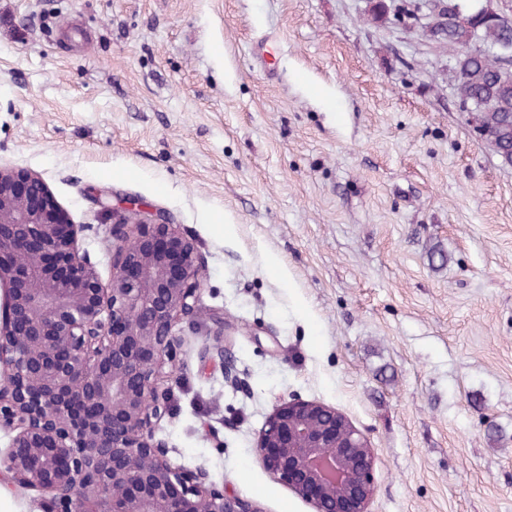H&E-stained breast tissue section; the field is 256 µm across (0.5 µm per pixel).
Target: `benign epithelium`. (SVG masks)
<instances>
[{"label": "benign epithelium", "mask_w": 512, "mask_h": 512, "mask_svg": "<svg viewBox=\"0 0 512 512\" xmlns=\"http://www.w3.org/2000/svg\"><path fill=\"white\" fill-rule=\"evenodd\" d=\"M112 221L102 281L42 178L0 167V460L8 487L47 495L44 512H263L173 466L152 420L170 412L181 340L204 287L194 243L173 216L98 194ZM274 478L314 512H369L368 438L335 407L276 405L255 442Z\"/></svg>", "instance_id": "1"}]
</instances>
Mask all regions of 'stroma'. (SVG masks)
Segmentation results:
<instances>
[{
	"instance_id": "1",
	"label": "stroma",
	"mask_w": 512,
	"mask_h": 512,
	"mask_svg": "<svg viewBox=\"0 0 512 512\" xmlns=\"http://www.w3.org/2000/svg\"><path fill=\"white\" fill-rule=\"evenodd\" d=\"M364 9L0 0V166L42 176L101 277L93 193L194 239L206 280L155 426L171 464L314 512L254 453L299 396L368 437L370 512H512V165L458 110V46ZM217 344L246 389L201 360Z\"/></svg>"
}]
</instances>
